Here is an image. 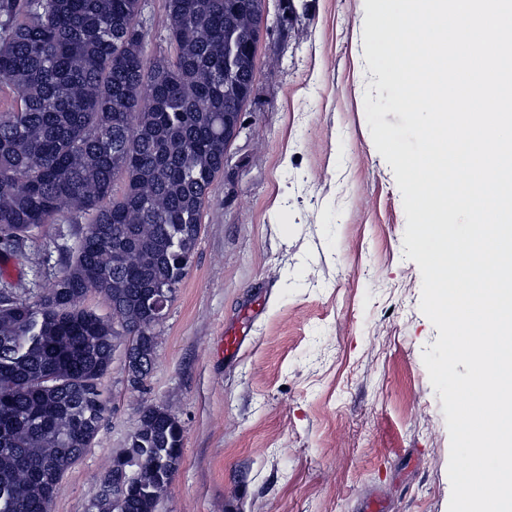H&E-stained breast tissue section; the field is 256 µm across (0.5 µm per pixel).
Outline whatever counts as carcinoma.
Listing matches in <instances>:
<instances>
[{
  "instance_id": "obj_1",
  "label": "carcinoma",
  "mask_w": 512,
  "mask_h": 512,
  "mask_svg": "<svg viewBox=\"0 0 512 512\" xmlns=\"http://www.w3.org/2000/svg\"><path fill=\"white\" fill-rule=\"evenodd\" d=\"M145 0H0V246L84 220L50 286L0 310V512H48L106 418L112 344L157 349L146 296L173 302L257 72L266 0H167L173 56L145 59ZM125 182L114 194L117 178ZM90 292L103 317L82 305ZM183 455L179 421L140 409L90 512H157ZM123 498H112V485Z\"/></svg>"
}]
</instances>
